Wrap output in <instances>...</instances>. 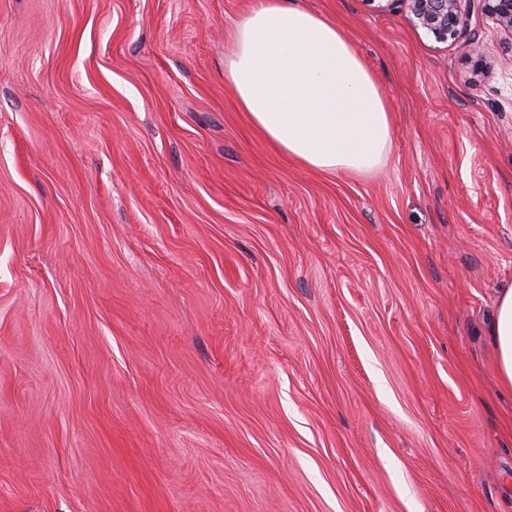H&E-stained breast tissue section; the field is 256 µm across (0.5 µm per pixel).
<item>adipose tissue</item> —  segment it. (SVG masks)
<instances>
[{
	"instance_id": "1",
	"label": "adipose tissue",
	"mask_w": 512,
	"mask_h": 512,
	"mask_svg": "<svg viewBox=\"0 0 512 512\" xmlns=\"http://www.w3.org/2000/svg\"><path fill=\"white\" fill-rule=\"evenodd\" d=\"M238 107L280 154L307 169L366 176L386 164L392 114L350 37L301 0H248L224 53ZM512 392V287L489 328Z\"/></svg>"
}]
</instances>
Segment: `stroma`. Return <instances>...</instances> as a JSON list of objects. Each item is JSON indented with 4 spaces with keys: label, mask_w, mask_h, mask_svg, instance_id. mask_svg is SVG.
<instances>
[{
    "label": "stroma",
    "mask_w": 512,
    "mask_h": 512,
    "mask_svg": "<svg viewBox=\"0 0 512 512\" xmlns=\"http://www.w3.org/2000/svg\"><path fill=\"white\" fill-rule=\"evenodd\" d=\"M303 2L388 99L374 175L238 110L246 0H0V512H512V52ZM489 335L501 386L512 392V287L503 288L498 295Z\"/></svg>",
    "instance_id": "stroma-1"
}]
</instances>
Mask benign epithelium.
Returning a JSON list of instances; mask_svg holds the SVG:
<instances>
[{
  "label": "benign epithelium",
  "instance_id": "7a95c632",
  "mask_svg": "<svg viewBox=\"0 0 512 512\" xmlns=\"http://www.w3.org/2000/svg\"><path fill=\"white\" fill-rule=\"evenodd\" d=\"M409 20L416 28L425 30L439 43H454L463 35L467 17L474 0H402ZM483 10L499 27L512 37V0H481ZM473 72L478 75L486 68L482 44L469 42Z\"/></svg>",
  "mask_w": 512,
  "mask_h": 512
}]
</instances>
